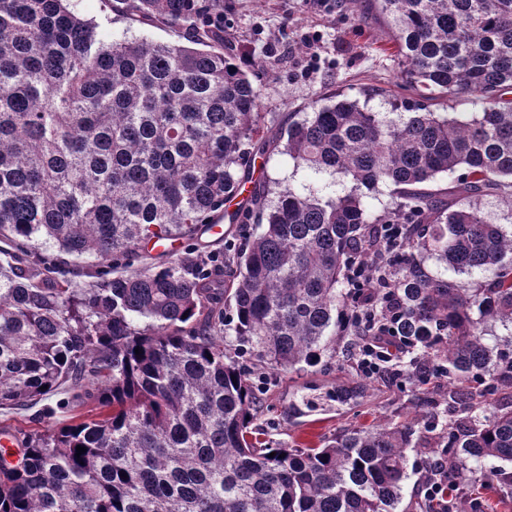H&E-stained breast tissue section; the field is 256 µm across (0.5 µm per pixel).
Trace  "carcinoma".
<instances>
[{"mask_svg": "<svg viewBox=\"0 0 512 512\" xmlns=\"http://www.w3.org/2000/svg\"><path fill=\"white\" fill-rule=\"evenodd\" d=\"M367 2L418 100L392 117L338 98L266 139L260 90L224 51V0L127 4L187 31L171 43L105 41L67 0H0V408L93 404L19 432L0 512H397L409 448L446 449L450 483L496 460L487 484H512V402L429 444L379 424L293 448L261 438L238 362L243 347L280 372L335 357L371 324L349 292L368 278L374 314L395 312L449 375L448 406L512 390V347L488 331L512 327V233L478 205L512 189V0ZM436 94L481 111L435 112ZM283 152L349 190L265 180L243 203L248 243L122 272L151 243L235 223L224 206L256 158ZM381 187L391 201L373 209L362 189ZM54 250L95 259L97 280L73 285ZM488 269L473 288L452 277Z\"/></svg>", "mask_w": 512, "mask_h": 512, "instance_id": "carcinoma-1", "label": "carcinoma"}]
</instances>
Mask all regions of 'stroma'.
<instances>
[{"label":"stroma","instance_id":"35a3bbf8","mask_svg":"<svg viewBox=\"0 0 512 512\" xmlns=\"http://www.w3.org/2000/svg\"><path fill=\"white\" fill-rule=\"evenodd\" d=\"M83 18L98 23V34L110 39L112 32L128 31L153 43L177 41L173 30L128 15L122 0H70ZM224 33L232 53L258 62V85L268 118L265 129L277 134L296 113L312 103H327L342 94L358 100L370 112H390L407 98L391 51L390 30L362 0L360 4L326 11L317 0H224ZM317 34L314 46L303 41L304 33ZM272 178L288 185H305L322 195L344 192L342 182L328 175L296 167L288 156L273 155L255 180ZM347 348L324 364L288 374L259 365L248 352L239 362L265 376L261 397L269 411L260 418L269 438L301 448L319 447L323 437L355 426L402 425L425 410L428 397L445 392V383L423 385L418 391L398 388L388 377L365 379L347 362ZM63 395L48 399L53 408L46 426L67 423L70 412ZM43 406V407H46ZM43 407L0 409V430L35 428ZM460 512H473V501L488 512H512V488L485 487L480 471L470 469L459 477Z\"/></svg>","mask_w":512,"mask_h":512}]
</instances>
